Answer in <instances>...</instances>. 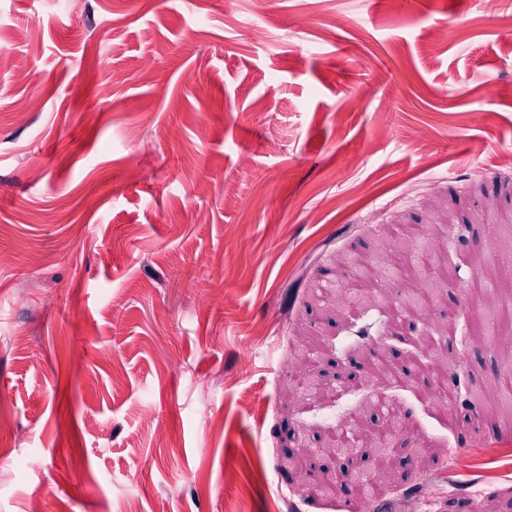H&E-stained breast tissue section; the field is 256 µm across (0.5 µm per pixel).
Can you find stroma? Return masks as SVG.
Listing matches in <instances>:
<instances>
[{"mask_svg":"<svg viewBox=\"0 0 512 512\" xmlns=\"http://www.w3.org/2000/svg\"><path fill=\"white\" fill-rule=\"evenodd\" d=\"M60 4L0 0V512H512L496 347L438 337L447 412L431 359L369 376L416 330L333 305L340 261L423 266L390 224L512 271V0ZM466 301L449 278L424 329ZM303 358L324 399L291 391ZM379 394L405 423L380 500L310 495L371 472L325 431Z\"/></svg>","mask_w":512,"mask_h":512,"instance_id":"stroma-1","label":"stroma"}]
</instances>
